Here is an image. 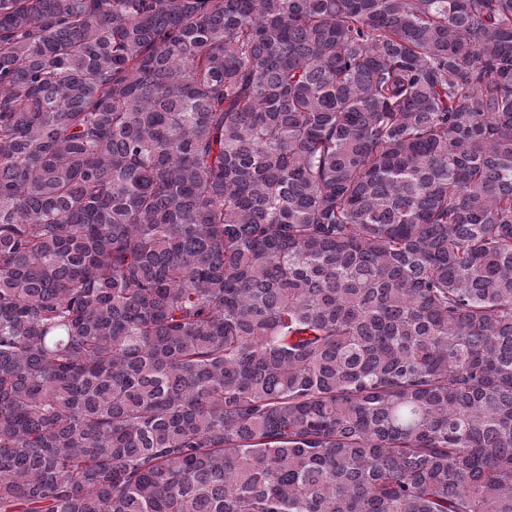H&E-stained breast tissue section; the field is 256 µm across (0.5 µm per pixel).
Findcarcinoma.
I'll return each instance as SVG.
<instances>
[{
    "mask_svg": "<svg viewBox=\"0 0 512 512\" xmlns=\"http://www.w3.org/2000/svg\"><path fill=\"white\" fill-rule=\"evenodd\" d=\"M0 512H512V0H0Z\"/></svg>",
    "mask_w": 512,
    "mask_h": 512,
    "instance_id": "1",
    "label": "carcinoma"
}]
</instances>
